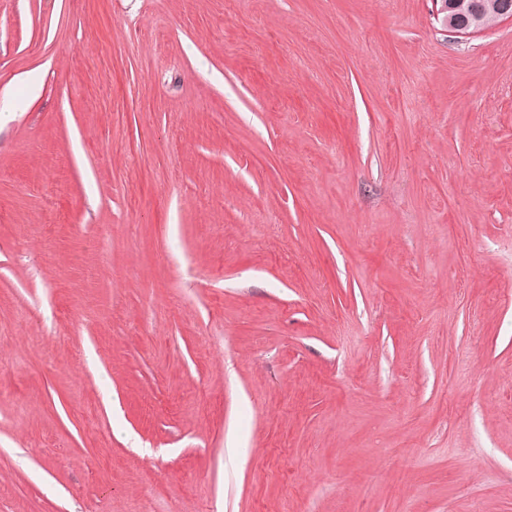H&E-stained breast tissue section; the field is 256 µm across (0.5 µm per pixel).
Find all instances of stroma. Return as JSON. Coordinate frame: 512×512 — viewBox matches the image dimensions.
I'll list each match as a JSON object with an SVG mask.
<instances>
[{"instance_id": "stroma-1", "label": "stroma", "mask_w": 512, "mask_h": 512, "mask_svg": "<svg viewBox=\"0 0 512 512\" xmlns=\"http://www.w3.org/2000/svg\"><path fill=\"white\" fill-rule=\"evenodd\" d=\"M1 97L0 512H512V21L0 0Z\"/></svg>"}]
</instances>
